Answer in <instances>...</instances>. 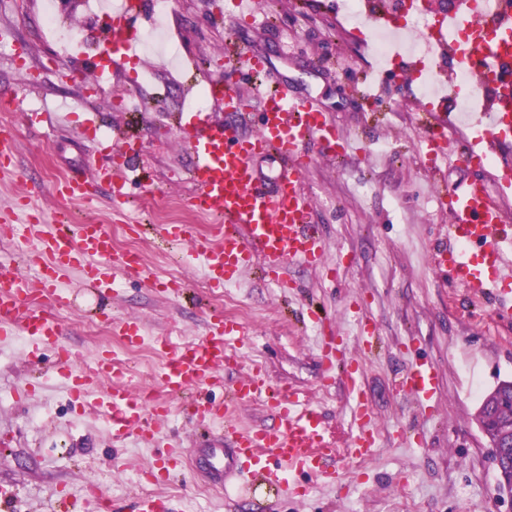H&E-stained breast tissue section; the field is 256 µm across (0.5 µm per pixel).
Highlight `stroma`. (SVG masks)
<instances>
[{
    "label": "stroma",
    "mask_w": 512,
    "mask_h": 512,
    "mask_svg": "<svg viewBox=\"0 0 512 512\" xmlns=\"http://www.w3.org/2000/svg\"><path fill=\"white\" fill-rule=\"evenodd\" d=\"M38 2L0 0V115L8 114L16 144L15 172L0 173V211L13 213L21 226L28 215L50 222L68 209L72 223L102 224L138 239L155 279L168 281L175 268L186 284L185 294L176 297L119 274L112 292L101 296L82 289L79 272H72L68 286L78 297L58 314L66 344L90 359L112 338L89 335L87 322L120 317L141 318L148 335L188 342L204 335L208 314L227 313L234 304L243 311V334L235 342L238 362L224 367L225 383L261 365L272 383L301 390L323 415L339 450H347L346 386L340 380L326 385L329 370L322 360L324 342L340 338L345 355L363 364L359 382L379 438L364 462H347L342 485L293 473L295 494L280 496L263 485L240 496L239 477L221 487L193 471L191 460L204 435L184 415L180 400H172L158 438L137 430L117 443L102 421L73 402L68 370L51 367L50 353L26 365L6 348L0 350V487L14 491V512H53L59 489L78 495L90 486L109 490L130 512L140 492L138 474L163 468L169 479L151 482L149 491L169 500L173 512H512V500L497 496L490 453L472 421L482 393L512 379V320L496 317L492 303L469 300L431 263L448 225L435 186L486 183L492 169L512 171V133L494 149L495 168L451 165L431 175L418 149L421 131L410 87L370 73L367 55L341 31V17L327 0H263L267 22L221 26L211 18L214 0H171L169 37L181 43L184 59L199 63V71L140 55L98 90L90 77L98 54L56 56L54 45L38 35ZM283 39L292 46L286 58L279 54ZM229 42L264 52L299 95L315 99L352 148L337 155L313 145L314 159L301 175L328 245L323 266L292 267L294 286L285 293L247 273L231 299L223 300L208 288L199 263L188 261V245H160L152 225L173 200L180 205L179 223L197 221L189 205L193 161L177 129L188 88L219 80L245 98L253 96L247 70L224 65ZM145 71L171 86V95L158 107L145 100L137 111H120L113 88L137 94L136 81ZM63 103L66 119L53 129L25 118L26 112ZM118 132H136L142 140L133 161L139 178L129 195L140 223L133 230L115 215L106 184L93 186L90 208L62 203L54 193L70 171L112 165L110 145ZM363 183L368 192H359ZM309 304L326 314L325 322H302ZM365 321L375 331L369 345ZM422 360L435 367L427 408L393 386ZM167 441L184 450L172 468L162 448Z\"/></svg>",
    "instance_id": "obj_1"
}]
</instances>
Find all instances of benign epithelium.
Returning <instances> with one entry per match:
<instances>
[{"instance_id":"benign-epithelium-1","label":"benign epithelium","mask_w":512,"mask_h":512,"mask_svg":"<svg viewBox=\"0 0 512 512\" xmlns=\"http://www.w3.org/2000/svg\"><path fill=\"white\" fill-rule=\"evenodd\" d=\"M506 396L512 398V380H502L485 393L474 419L488 447L503 448L505 453L495 463L498 496L512 499V423L496 421L494 409Z\"/></svg>"}]
</instances>
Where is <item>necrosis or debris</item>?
Returning <instances> with one entry per match:
<instances>
[{
	"mask_svg": "<svg viewBox=\"0 0 512 512\" xmlns=\"http://www.w3.org/2000/svg\"><path fill=\"white\" fill-rule=\"evenodd\" d=\"M398 0H344L345 28L351 38L368 44L374 63L385 73H395L414 85V95L428 112L450 106L460 121L472 123L488 108L483 90L472 76L471 65L485 40L478 19L512 11V0H467L471 24L448 29L447 43L437 38L440 22L428 12L416 10L396 18ZM170 0H151V25L141 33L139 47L150 55L163 50L176 54L167 36L166 18ZM41 36L60 50L78 46L80 54L92 48L88 40L77 38L73 29L61 23L56 0H44Z\"/></svg>",
	"mask_w": 512,
	"mask_h": 512,
	"instance_id": "1",
	"label": "necrosis or debris"
}]
</instances>
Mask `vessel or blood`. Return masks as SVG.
<instances>
[{
	"label": "vessel or blood",
	"instance_id": "1",
	"mask_svg": "<svg viewBox=\"0 0 512 512\" xmlns=\"http://www.w3.org/2000/svg\"><path fill=\"white\" fill-rule=\"evenodd\" d=\"M150 0H123L122 11L112 20L111 53L101 59L102 70L122 69L137 46L139 21L147 14ZM496 37L483 47L486 58L503 73H512V14H500L486 22ZM228 65H239L251 72L271 73L266 56L254 51L233 49L224 55ZM274 93L261 97V112L255 134L243 136L238 119L249 117L250 103L222 82L209 84L213 98L223 100L233 122L213 127L203 113H192L179 128V135L193 159L197 187L190 204L217 217L206 236L196 235L190 224H159L157 236L169 241L190 243L194 253L205 261L210 287L221 289L234 284L252 267H260L265 279L278 288H291L288 268L294 264L320 265L326 242L312 221L311 202L299 186L302 169L310 162V148L324 143L331 151L343 154L348 139L328 122L309 99L299 97L288 79L275 81ZM512 122V88H499L489 94V110L478 122L480 136L476 148L457 153L448 146L447 115L424 114L419 127L423 132L421 149L426 163L468 165L478 153H490L504 130ZM127 152L114 155V171L97 170L98 179L108 183L114 205L128 197L129 182L120 173L127 167ZM270 157L278 164L271 184H264L259 159ZM79 175L59 182L58 194L68 201L89 206L94 202ZM438 197L448 213V238L433 256L435 267L447 270L451 280L478 295L495 301V314L512 317V290L500 287L499 274L512 265V217L484 183L460 184L442 189ZM31 248L20 261L35 267L42 284V295L57 306L69 304L62 287L63 272L81 269L84 283L98 292L111 290L116 274L149 279L150 274L133 254L116 252L108 231L100 224H76L62 230L41 221L27 225ZM26 281L14 270L0 266V345L29 336L50 348L57 364L69 367L71 386L81 394L97 393V406L107 420L113 438L125 437L141 425L146 415L163 417L168 411L158 397L143 400L126 387V373L114 350L101 351L92 364L75 367L77 355L61 342L62 326L40 303L29 301ZM138 320L125 318L112 324L114 337L126 347L141 340ZM241 331L238 322L220 318L207 324L201 338L173 342L157 335L152 339L164 361L158 373V385L173 394L185 393L187 416L201 425L223 423L224 439L200 449L198 466L211 483L225 484L229 475L248 463L252 477L274 487L277 493L288 491L286 476L299 471L323 483L336 484L340 472L334 461L337 450L325 432L323 419L295 389L283 386L271 389L262 367H255L244 380L224 386L220 371L238 358L231 347ZM345 378L356 432L349 456L364 459L375 444L378 432L356 377L358 366L347 361ZM112 380L110 391H101L103 380ZM224 386L223 402H215L210 392ZM398 385L421 403L434 394V375L430 364L412 366ZM263 397L272 398L275 411L272 424L242 428L230 422L229 404H242Z\"/></svg>",
	"mask_w": 512,
	"mask_h": 512
}]
</instances>
